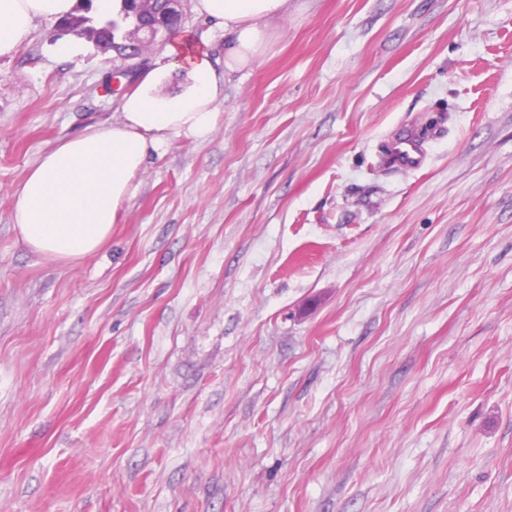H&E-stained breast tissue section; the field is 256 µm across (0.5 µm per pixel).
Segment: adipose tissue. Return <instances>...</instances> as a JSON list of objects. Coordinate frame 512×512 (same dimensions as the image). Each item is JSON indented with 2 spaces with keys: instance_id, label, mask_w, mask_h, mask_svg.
Instances as JSON below:
<instances>
[{
  "instance_id": "obj_1",
  "label": "adipose tissue",
  "mask_w": 512,
  "mask_h": 512,
  "mask_svg": "<svg viewBox=\"0 0 512 512\" xmlns=\"http://www.w3.org/2000/svg\"><path fill=\"white\" fill-rule=\"evenodd\" d=\"M78 0H0V57L31 40L38 22L73 14ZM224 29V53L175 30L167 50L120 100L116 121L86 128L44 150L20 183L11 215L18 239L60 265L83 261L111 241L136 179L178 137L208 138L231 72L258 62L287 19L292 0H196ZM180 77L178 90L163 86Z\"/></svg>"
}]
</instances>
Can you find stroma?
<instances>
[{"label":"stroma","instance_id":"stroma-1","mask_svg":"<svg viewBox=\"0 0 512 512\" xmlns=\"http://www.w3.org/2000/svg\"><path fill=\"white\" fill-rule=\"evenodd\" d=\"M46 29L0 58V512H512V0H305L68 266L14 194L122 93ZM385 158L386 163L393 169L403 171L419 169L426 159L420 135L413 129H404L388 141Z\"/></svg>","mask_w":512,"mask_h":512}]
</instances>
